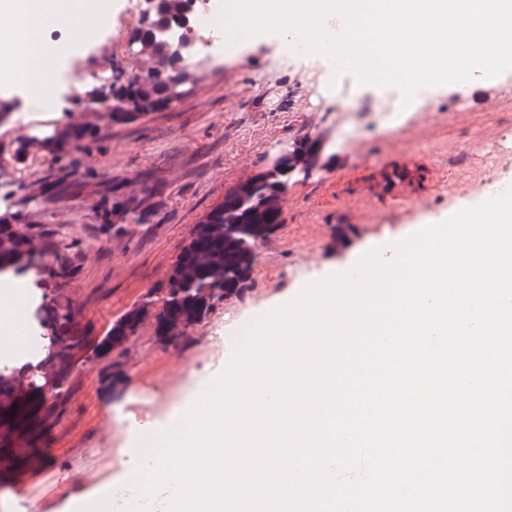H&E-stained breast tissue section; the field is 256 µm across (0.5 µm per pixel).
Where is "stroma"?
Listing matches in <instances>:
<instances>
[{"mask_svg":"<svg viewBox=\"0 0 512 512\" xmlns=\"http://www.w3.org/2000/svg\"><path fill=\"white\" fill-rule=\"evenodd\" d=\"M105 2L106 15L122 24V32H87L54 61L53 79L77 70L95 74L99 88L130 74L133 27L122 22L130 0ZM323 68L308 55L289 60L269 37L194 70L191 94L124 126L110 124L107 113L76 107L64 92L50 105L38 92L0 89V102L14 107L0 119V141H31L24 164L0 156V217L28 226L34 240L48 232L68 246L78 271L56 296L81 308V327L90 336L103 335L148 291L164 288L195 225L240 183L270 168L282 150L318 138L331 161L329 169L290 180L281 226L259 244L243 296L217 303L176 347L161 344L152 321H145L122 360L117 388H110L103 360L92 356L80 363L66 409L35 438L34 457L0 465V512H63L71 500L121 482L130 426L165 419L198 377L220 371L234 336L252 318L378 245L478 203L486 194L484 180L512 183V162L487 172L458 157L471 140L492 141L512 122V74L467 100L448 89L427 96L432 110L477 112L481 122L433 125L413 145L398 143L400 119L378 116L379 88L353 85L346 110L355 111L360 101L372 110L356 128L360 149L354 152L336 137L335 96L311 93L312 75ZM68 123L94 124L99 135L59 157L44 151L40 140ZM424 167L433 179L419 182L413 200L372 199L357 191L360 175H407ZM116 183L128 194L150 191L153 204L147 223L128 225L119 235L105 232L98 215L111 204Z\"/></svg>","mask_w":512,"mask_h":512,"instance_id":"1","label":"stroma"}]
</instances>
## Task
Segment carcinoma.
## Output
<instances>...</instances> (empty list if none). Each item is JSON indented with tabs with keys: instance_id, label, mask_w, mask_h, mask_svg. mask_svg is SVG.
Instances as JSON below:
<instances>
[{
	"instance_id": "cac0c4a2",
	"label": "carcinoma",
	"mask_w": 512,
	"mask_h": 512,
	"mask_svg": "<svg viewBox=\"0 0 512 512\" xmlns=\"http://www.w3.org/2000/svg\"><path fill=\"white\" fill-rule=\"evenodd\" d=\"M193 2L162 0L161 11L167 20L164 30L135 28L132 37L147 76L142 83L112 82V124L128 125L149 114L165 112L186 96L183 86L194 66L192 57L174 60L162 52V46L183 37ZM94 136L90 126L68 127L58 138L48 141L47 147L60 149L69 142L78 146ZM321 151L320 140H303L294 146L287 161L276 162L268 171L227 194L195 226L190 243L168 275L167 295L155 300L153 293H147L142 303L114 320L104 335L87 336L78 329L81 311L71 301L61 303L42 298L32 318L42 329L44 356L36 363L0 367V428L13 431L62 406L70 393L72 373L84 352L110 360L112 368L119 366L131 339L149 317L154 319L158 340L176 346L186 338L188 329L209 315L217 302L242 295L258 243L268 240L279 227L281 201L288 181L297 174L309 175L319 165ZM150 214L148 198L127 195L114 187L104 225L112 227L129 217L132 223L143 224ZM41 255H50L53 261L35 262L31 236L0 219V276H20L35 269L43 280H53L63 287L76 267L52 240H44Z\"/></svg>"
}]
</instances>
